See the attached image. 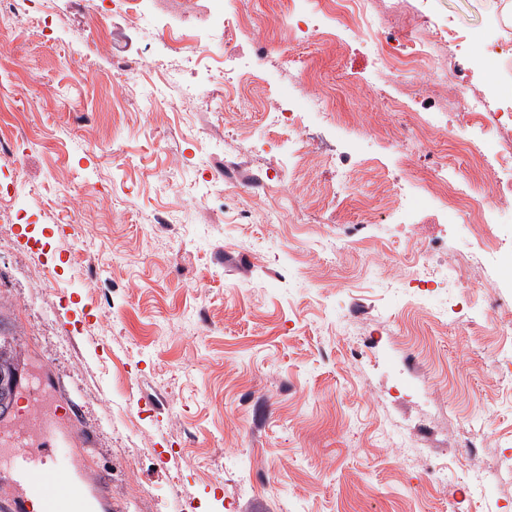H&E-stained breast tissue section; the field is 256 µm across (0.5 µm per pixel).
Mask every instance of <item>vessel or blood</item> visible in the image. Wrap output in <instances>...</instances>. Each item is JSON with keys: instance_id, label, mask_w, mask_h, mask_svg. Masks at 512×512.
<instances>
[{"instance_id": "vessel-or-blood-1", "label": "vessel or blood", "mask_w": 512, "mask_h": 512, "mask_svg": "<svg viewBox=\"0 0 512 512\" xmlns=\"http://www.w3.org/2000/svg\"><path fill=\"white\" fill-rule=\"evenodd\" d=\"M22 419L25 425L41 427L42 432L37 443L15 449L9 460L10 479L19 492L14 512H28L33 505L38 512H90L88 483L58 465L64 440L44 425L40 413L29 410Z\"/></svg>"}]
</instances>
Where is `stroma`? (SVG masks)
<instances>
[{
	"label": "stroma",
	"mask_w": 512,
	"mask_h": 512,
	"mask_svg": "<svg viewBox=\"0 0 512 512\" xmlns=\"http://www.w3.org/2000/svg\"><path fill=\"white\" fill-rule=\"evenodd\" d=\"M211 4L117 0L99 14L94 0H12L0 17V186L19 215L0 223V336L25 360L24 388L69 413L61 467L112 512H512V377L497 355L512 340L443 311L512 302V289L472 260L484 241L453 208L431 224L415 208L410 238L391 224L401 185L430 183L436 164L449 192L484 185L489 168L464 155L455 126L435 135L419 114L460 111L476 90L512 105V54L490 55L496 36L512 41V0H373L376 23L355 15L347 39L303 45L282 0H241L240 48L275 51L236 94ZM420 15L458 29L456 54L432 45L393 72L389 94L368 91L372 45ZM195 37L207 58L181 48ZM297 52L301 91L328 104L308 122L335 156L294 160V215L266 222L275 195L235 223L238 196L203 178L200 148L264 172L265 108ZM116 55L139 69L114 74ZM462 57L466 89L395 110ZM200 71L223 111L186 95ZM413 138L431 149L407 173L390 146ZM419 242L463 255L458 287L413 294Z\"/></svg>",
	"instance_id": "35a3bbf8"
}]
</instances>
